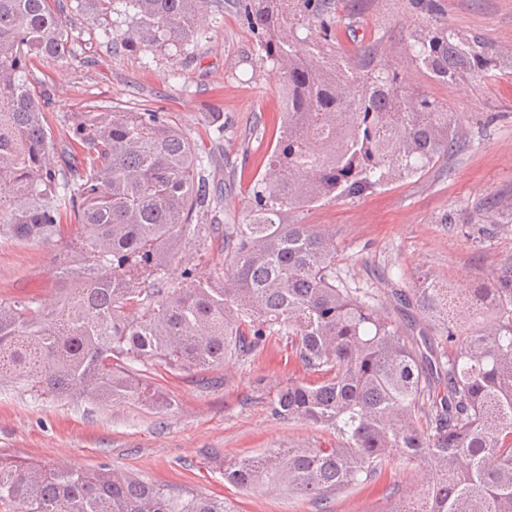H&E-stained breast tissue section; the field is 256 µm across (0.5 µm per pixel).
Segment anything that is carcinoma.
<instances>
[{
	"instance_id": "obj_1",
	"label": "carcinoma",
	"mask_w": 512,
	"mask_h": 512,
	"mask_svg": "<svg viewBox=\"0 0 512 512\" xmlns=\"http://www.w3.org/2000/svg\"><path fill=\"white\" fill-rule=\"evenodd\" d=\"M121 17L120 45L183 50L212 0H87ZM273 63L285 111L268 168L240 224H206L210 171L194 140L158 110L72 114L54 160L31 73L72 53L60 0H0V237L54 246L69 216L90 233L56 258L57 305L0 301V385L102 406L157 404L147 373L242 361L285 336L304 376L270 412L336 437L236 460L224 480L285 489L315 504L418 464L417 506L389 512H512V266L492 286L434 276L396 289L420 319L402 327L373 294L336 283V248L288 210L357 197L427 171L457 149V115L357 46L330 57V0H237ZM306 30L300 37L297 31ZM412 60L434 80L512 70V53L441 26ZM218 245L208 272L169 267L189 241ZM0 512H238L107 468L0 464Z\"/></svg>"
}]
</instances>
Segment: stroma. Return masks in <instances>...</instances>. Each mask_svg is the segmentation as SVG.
I'll use <instances>...</instances> for the list:
<instances>
[{
	"label": "stroma",
	"mask_w": 512,
	"mask_h": 512,
	"mask_svg": "<svg viewBox=\"0 0 512 512\" xmlns=\"http://www.w3.org/2000/svg\"><path fill=\"white\" fill-rule=\"evenodd\" d=\"M337 54L356 42L399 73L406 86L453 106L462 138L427 172L354 198L289 211L292 224H313L336 246V280L371 288L380 304L420 276L468 286L491 281L512 264V73L468 75L444 84L412 62L408 44L427 25L449 26L512 51V0H436L434 16L413 0H332ZM73 53L33 69L51 93L54 144L73 136L71 115L91 107L160 110L190 134L210 163L211 202L221 224H236L271 154L260 128L281 110V94L257 34L233 0H215L206 36L175 53L112 46V18L90 21L83 0H63ZM54 252L0 241V300L57 298ZM286 339L275 338L245 361L207 371L157 370L153 383L172 405L101 408L83 399L36 397L0 386V461L96 469L203 496L228 498L239 512H318L308 499L266 489L241 491L224 481L235 459L270 448L321 445L331 436L303 421L271 415L268 404L300 378ZM426 476L401 466L366 489L330 500V512H390L392 489L419 494Z\"/></svg>",
	"instance_id": "35a3bbf8"
}]
</instances>
